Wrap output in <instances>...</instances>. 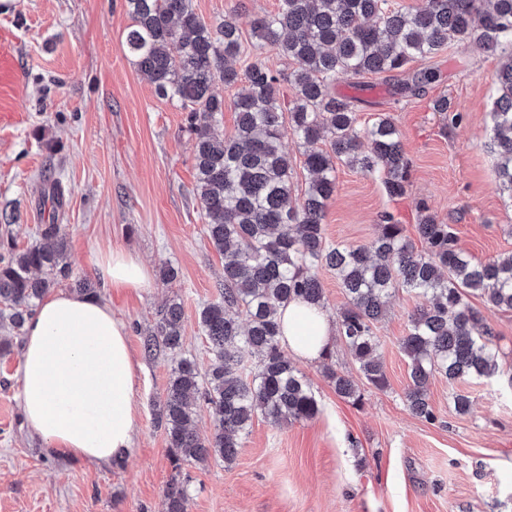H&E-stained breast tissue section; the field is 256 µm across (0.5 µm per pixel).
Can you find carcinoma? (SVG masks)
<instances>
[{
    "label": "carcinoma",
    "instance_id": "carcinoma-1",
    "mask_svg": "<svg viewBox=\"0 0 512 512\" xmlns=\"http://www.w3.org/2000/svg\"><path fill=\"white\" fill-rule=\"evenodd\" d=\"M133 23L124 52L154 85L157 95L187 111L194 141L195 190L213 247L224 260L218 300L203 306L198 324L212 363L201 372L182 355L184 310L169 302L143 337L148 354L163 347L177 356L159 403L174 474L164 492V512H187L188 479L182 465L220 459L231 465L256 417L276 425L314 419L320 412L308 378L288 361L280 341V310L295 298L324 306L318 277L333 271L346 297L337 319L340 340L376 390L388 379L379 355L377 325L392 294L420 300L400 340L410 383L409 412L434 420L428 386L437 375L455 385L494 379L512 387V369L498 360L485 306L512 311V255L481 261L458 244L450 225L425 215L416 225L423 250L415 249L403 224L382 217L366 245L329 242L323 221L336 192L334 159L346 158L379 177L386 192L402 196L410 161L393 121L382 116L358 123L353 102L333 92L336 81L365 73H406L415 59L431 58L453 40L499 59L489 112L488 146L496 156L500 194L512 203V0H280L274 13L251 20L259 46H270L294 64L284 76L259 60L241 62L242 33L236 18L206 23L192 0H126ZM437 74L407 73L405 89L420 93ZM294 99L283 112L280 86ZM221 82L235 93L234 133L224 136ZM306 147L310 178L292 194V165L282 149L286 135ZM328 141L329 149L320 143ZM0 328L19 332L48 289L72 279L68 241L60 224H39L36 239L19 250L0 241ZM325 376L336 395L359 405L363 393L352 377L330 366ZM213 432L197 431L201 407Z\"/></svg>",
    "mask_w": 512,
    "mask_h": 512
}]
</instances>
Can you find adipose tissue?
Listing matches in <instances>:
<instances>
[{"label":"adipose tissue","instance_id":"1","mask_svg":"<svg viewBox=\"0 0 512 512\" xmlns=\"http://www.w3.org/2000/svg\"><path fill=\"white\" fill-rule=\"evenodd\" d=\"M97 276L113 288L150 284L148 268L115 248L101 256ZM336 325L323 308L302 300L281 312V339L304 361L322 358ZM139 366L126 325L105 300L49 290L25 323L20 360V402L29 430L46 447L91 462L123 458L138 424L133 392Z\"/></svg>","mask_w":512,"mask_h":512}]
</instances>
